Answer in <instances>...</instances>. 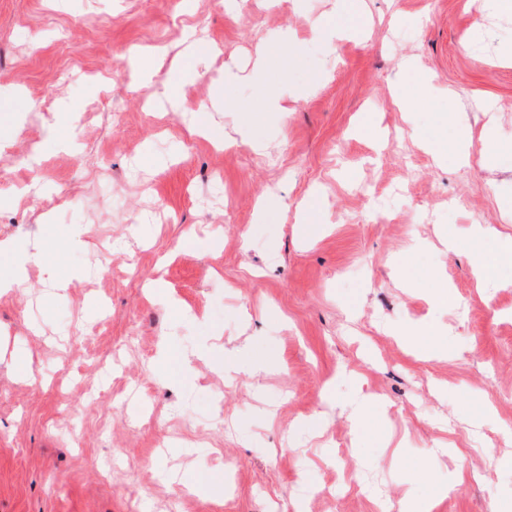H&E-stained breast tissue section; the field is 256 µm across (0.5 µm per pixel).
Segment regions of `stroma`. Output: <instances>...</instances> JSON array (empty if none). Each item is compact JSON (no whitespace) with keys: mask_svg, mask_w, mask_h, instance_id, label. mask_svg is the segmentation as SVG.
<instances>
[{"mask_svg":"<svg viewBox=\"0 0 512 512\" xmlns=\"http://www.w3.org/2000/svg\"><path fill=\"white\" fill-rule=\"evenodd\" d=\"M336 8L0 0V179L41 188L0 204V240L42 257L0 295V512L512 501V286L495 267L476 280L472 263L494 249L475 225L512 234V15L483 0H349L362 33L330 45L312 24ZM283 35L287 60L253 75L257 49ZM210 44L221 55L197 59ZM153 46L168 53L139 82L120 53ZM186 65L207 78L186 81ZM226 74L228 109L212 104ZM200 121L224 149L191 134ZM249 122L262 152L241 141ZM459 125L469 164L438 163ZM36 143L39 166L17 170ZM266 196L280 206L261 219ZM309 197L323 223H303ZM48 269L70 287L52 291ZM442 278L448 307L430 299ZM203 345L269 360L228 382L195 358ZM311 416L320 434L294 431ZM448 442L456 453H439Z\"/></svg>","mask_w":512,"mask_h":512,"instance_id":"stroma-1","label":"stroma"}]
</instances>
